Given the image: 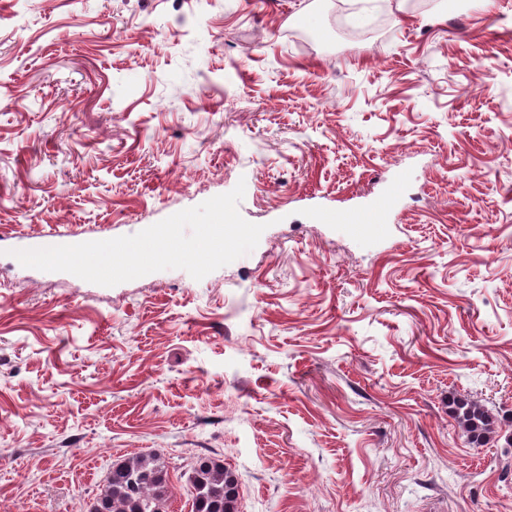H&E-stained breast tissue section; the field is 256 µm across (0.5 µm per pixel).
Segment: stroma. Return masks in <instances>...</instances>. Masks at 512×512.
I'll list each match as a JSON object with an SVG mask.
<instances>
[{"instance_id": "obj_1", "label": "stroma", "mask_w": 512, "mask_h": 512, "mask_svg": "<svg viewBox=\"0 0 512 512\" xmlns=\"http://www.w3.org/2000/svg\"><path fill=\"white\" fill-rule=\"evenodd\" d=\"M395 180V223L321 221ZM241 181L265 230L199 280L12 255ZM147 453L170 512L201 457L240 512H512V0H0V512ZM448 404L469 443L475 447L487 444L490 434L494 433L491 415L482 406L466 398L453 397Z\"/></svg>"}]
</instances>
